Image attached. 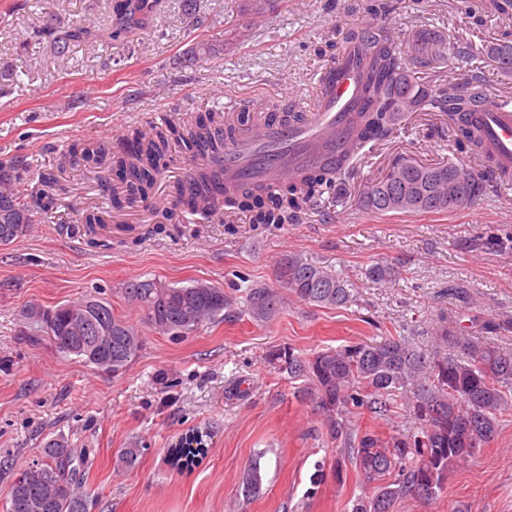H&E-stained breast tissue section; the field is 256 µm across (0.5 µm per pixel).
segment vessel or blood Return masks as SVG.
<instances>
[{"mask_svg":"<svg viewBox=\"0 0 512 512\" xmlns=\"http://www.w3.org/2000/svg\"><path fill=\"white\" fill-rule=\"evenodd\" d=\"M359 59L355 52L321 71L317 104L303 121L288 127L266 122L240 130L224 149L217 173L221 185H271L355 153L353 119L364 105ZM476 120L486 154L512 171V106L490 100Z\"/></svg>","mask_w":512,"mask_h":512,"instance_id":"vessel-or-blood-1","label":"vessel or blood"}]
</instances>
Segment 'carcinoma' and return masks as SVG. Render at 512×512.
I'll return each instance as SVG.
<instances>
[{"instance_id":"obj_1","label":"carcinoma","mask_w":512,"mask_h":512,"mask_svg":"<svg viewBox=\"0 0 512 512\" xmlns=\"http://www.w3.org/2000/svg\"><path fill=\"white\" fill-rule=\"evenodd\" d=\"M152 5L146 0H118L116 12L123 22L139 24ZM348 38L366 42L362 57V95L367 107L354 121L355 133L366 146L389 137L402 112H446L457 126L458 145L478 154L482 139L472 125L471 113L490 92L478 75L433 90L411 85L405 75L406 61L384 31L353 29ZM213 114L196 119L193 126L171 125L139 134L112 165L117 178L145 195L157 175L171 163L169 138L182 143L185 153L197 161H220L224 135ZM485 170L470 171L452 161L443 164L412 163L399 180L383 176L363 197L364 207L374 213L394 215L448 214L474 204L463 197H448V184L462 193L469 183H486L492 162ZM353 162L346 159L334 168L322 169L297 180H285L273 188L244 192L235 198L237 207L252 213L256 224H283L295 220L303 206L323 188L341 179ZM19 181L9 165L0 166V246L10 244L32 223L30 203L15 192ZM423 194L416 208H397L394 197ZM179 202L194 214L208 216L214 203L210 176L205 170L187 175L176 189ZM396 269L378 262L368 271L376 283H386ZM279 288L297 300L320 307H345L354 302V286L329 266L300 254H289L277 268ZM129 302L145 311L151 326L172 336H182L207 321L224 320L234 313V298L224 289L204 282L171 286L157 279H133L123 284ZM253 318L266 320L280 308L278 288L249 289L246 298ZM54 312L52 321L44 319ZM30 307L29 318L53 340L57 349L114 374L125 370L141 347L135 327L116 315L112 305L95 296L78 304L64 303L52 310ZM84 317L81 331L73 322ZM435 350L417 349L405 336H387L376 343H351L304 356L288 348L284 365L293 378L305 377L323 416L327 438L352 453L360 472L378 481L372 495L353 505L352 512H395L396 504L411 497L432 501L443 492L452 467L475 456L498 436L500 419L512 413V349L495 344L488 336H472L455 320L436 326ZM404 407L410 426L387 439L370 429H353L350 409H366L384 419ZM76 455L59 439H51L42 455L10 483L6 512H88L89 499L79 483L69 477ZM262 487L261 467L253 464L243 480V494L251 497Z\"/></svg>"}]
</instances>
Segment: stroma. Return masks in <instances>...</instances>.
Here are the masks:
<instances>
[{
  "label": "stroma",
  "instance_id": "35a3bbf8",
  "mask_svg": "<svg viewBox=\"0 0 512 512\" xmlns=\"http://www.w3.org/2000/svg\"><path fill=\"white\" fill-rule=\"evenodd\" d=\"M499 2L391 0L373 17L362 0H161L148 26L124 28L106 0H0V158L29 163L24 191L43 171L58 179L56 205L36 209L33 224L0 246V458L24 468L48 440H64L81 460L90 512H351L372 495L352 457L328 441L305 380L272 355L387 336L429 351L443 317L465 327L509 322L492 339L512 348V186L445 215L362 207L370 183L401 156L479 170L444 112L414 113L368 145L341 184L289 224L179 206L175 187L191 159L175 141L148 195L105 173L135 134L170 123L216 111L233 127L246 110L307 112L319 72L350 45L347 29L373 22L407 59L413 85L433 89L476 71L491 93L512 97V71L491 55L512 43V10ZM79 20L90 31L83 40L61 48L45 34ZM466 46L471 55L456 59ZM105 145L111 153L99 163L64 160L71 147ZM101 211L107 229L87 236L80 216ZM291 252L347 276L355 302L328 309L289 295L273 318L254 321L247 291L274 286ZM383 258L398 275L380 285L366 271ZM147 278L224 288L236 312L178 338L158 333L121 292L124 281ZM94 292L142 333L118 374L59 352L26 317L29 306ZM194 438L203 449L182 464L177 451ZM132 446L143 450L137 464L119 466V450ZM256 461L263 485L247 497L242 481ZM396 512H512V420L454 467L437 500L407 498Z\"/></svg>",
  "mask_w": 512,
  "mask_h": 512
}]
</instances>
